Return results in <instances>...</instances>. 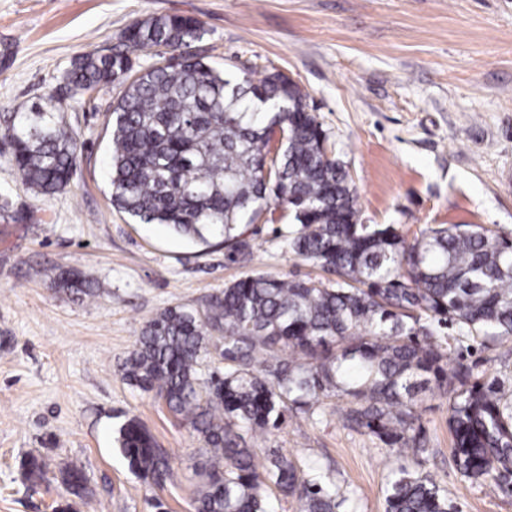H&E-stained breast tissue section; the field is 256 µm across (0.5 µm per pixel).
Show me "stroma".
<instances>
[{
    "mask_svg": "<svg viewBox=\"0 0 512 512\" xmlns=\"http://www.w3.org/2000/svg\"><path fill=\"white\" fill-rule=\"evenodd\" d=\"M202 22L200 47L221 69L280 71L304 90L349 169L366 224H478L512 236V0H0V117L63 101L82 156L68 186L28 189L0 141V512H195L193 472L202 447L188 424L117 366L145 323L178 306L202 310L242 278L224 247L204 248L112 206L107 129L119 90L69 91L79 56L118 44L137 19ZM266 208L248 236L254 269L319 277L293 259ZM72 271L99 293L73 300L54 276ZM428 439L423 470L436 473L461 512H512V496L462 481L451 456L446 400L421 397ZM137 416L171 461L164 486L132 474L115 443ZM257 458L278 448L298 465L333 470L356 512H384V490L402 460L343 426L335 403L253 441ZM47 464L30 486L28 456ZM82 468L83 498L59 470Z\"/></svg>",
    "mask_w": 512,
    "mask_h": 512,
    "instance_id": "obj_1",
    "label": "stroma"
}]
</instances>
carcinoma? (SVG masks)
<instances>
[{
  "label": "carcinoma",
  "mask_w": 512,
  "mask_h": 512,
  "mask_svg": "<svg viewBox=\"0 0 512 512\" xmlns=\"http://www.w3.org/2000/svg\"><path fill=\"white\" fill-rule=\"evenodd\" d=\"M202 23L150 17L130 24L121 47L78 58L67 86L120 88L108 122L112 206L140 224H160L205 245H225L248 267L253 244L240 228L269 202L288 212V251L329 279L252 273L212 296L202 311L169 307L146 322L118 366L186 420L206 460L196 512H273L268 490L299 512H349L331 473L300 470L280 450L258 471L242 431L262 438L290 415L336 401L340 420L399 457L426 452L419 396L448 400L453 462L460 477L512 491V390L476 372L463 354L512 338V240L479 225L429 227L408 240L395 224L360 221L359 195L307 93L280 71L228 74L194 51ZM155 63L134 70L133 55ZM283 133L264 171L272 134ZM0 136L22 181L43 194L64 189L79 163L77 136L61 113L33 105L12 112ZM58 291L98 289L69 273ZM224 367L209 374L202 365ZM119 451L146 484L161 485L170 458L135 417L117 429ZM45 480V464L24 462ZM64 481L75 495L82 470ZM385 512H458L436 475L402 465L386 486Z\"/></svg>",
  "instance_id": "carcinoma-1"
}]
</instances>
